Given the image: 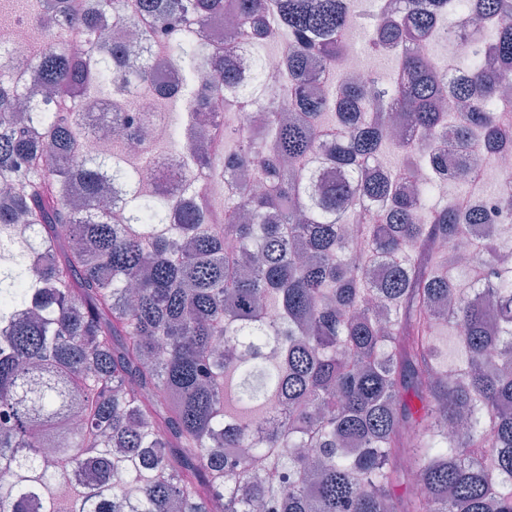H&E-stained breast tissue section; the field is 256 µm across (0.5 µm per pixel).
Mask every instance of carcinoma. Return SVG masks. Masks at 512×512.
Wrapping results in <instances>:
<instances>
[{
    "label": "carcinoma",
    "mask_w": 512,
    "mask_h": 512,
    "mask_svg": "<svg viewBox=\"0 0 512 512\" xmlns=\"http://www.w3.org/2000/svg\"><path fill=\"white\" fill-rule=\"evenodd\" d=\"M271 0H15L28 19L65 20L73 57L34 50L46 94L0 73V512H512V267L494 238L470 289L441 244L485 221L475 205H431L403 190L424 167L451 184L477 171L448 146L512 151L493 105L512 83V0H462L490 37L448 49L459 76L404 52L389 82L343 81L348 5ZM365 47L385 56L440 34L455 0H403ZM234 7L239 40L202 57L179 27ZM135 26L138 50H103L102 19ZM288 41V82L249 94L239 57ZM186 72L209 61L224 122L186 112L211 154L191 165L227 181L224 208L202 186L145 196L159 149L121 112L123 141L89 149L82 103L154 91L151 48ZM462 101L457 119L442 109ZM261 103L258 127L234 120ZM400 113L407 135L381 123ZM394 150L400 167L383 153ZM235 169L263 181L255 192ZM456 339L448 381L439 331Z\"/></svg>",
    "instance_id": "carcinoma-1"
}]
</instances>
